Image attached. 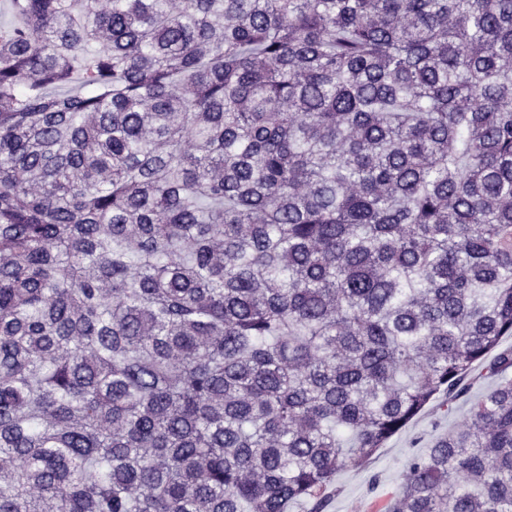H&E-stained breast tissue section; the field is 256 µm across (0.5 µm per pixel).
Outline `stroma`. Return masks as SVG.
Here are the masks:
<instances>
[{
    "instance_id": "stroma-1",
    "label": "stroma",
    "mask_w": 512,
    "mask_h": 512,
    "mask_svg": "<svg viewBox=\"0 0 512 512\" xmlns=\"http://www.w3.org/2000/svg\"><path fill=\"white\" fill-rule=\"evenodd\" d=\"M493 383L491 377H479L467 398L452 403L445 395H437L382 448L339 474L328 490L327 512H378L396 491L408 456L425 451L439 434L465 421L473 401Z\"/></svg>"
}]
</instances>
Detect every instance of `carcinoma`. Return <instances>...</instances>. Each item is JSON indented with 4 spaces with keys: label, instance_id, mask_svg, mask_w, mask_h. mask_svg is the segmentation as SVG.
Returning a JSON list of instances; mask_svg holds the SVG:
<instances>
[{
    "label": "carcinoma",
    "instance_id": "carcinoma-1",
    "mask_svg": "<svg viewBox=\"0 0 512 512\" xmlns=\"http://www.w3.org/2000/svg\"><path fill=\"white\" fill-rule=\"evenodd\" d=\"M0 512H512V0H9ZM481 372V368L477 369L474 375ZM494 383L495 378L483 373L473 382L469 396L452 406H448L445 395H437L382 448L339 474L328 489L327 512H381L380 507L399 485L407 457L413 452H424L439 434L465 421L471 405Z\"/></svg>",
    "mask_w": 512,
    "mask_h": 512
}]
</instances>
